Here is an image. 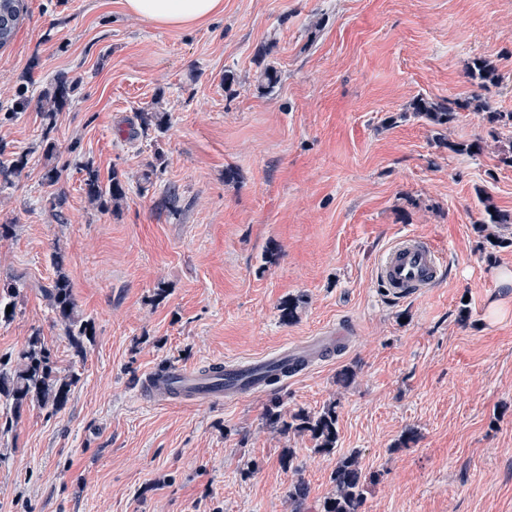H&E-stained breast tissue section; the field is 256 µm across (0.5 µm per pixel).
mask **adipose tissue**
I'll use <instances>...</instances> for the list:
<instances>
[{"label": "adipose tissue", "instance_id": "ef3b65f1", "mask_svg": "<svg viewBox=\"0 0 512 512\" xmlns=\"http://www.w3.org/2000/svg\"><path fill=\"white\" fill-rule=\"evenodd\" d=\"M127 10L157 26L183 27L218 13L223 0H124Z\"/></svg>", "mask_w": 512, "mask_h": 512}]
</instances>
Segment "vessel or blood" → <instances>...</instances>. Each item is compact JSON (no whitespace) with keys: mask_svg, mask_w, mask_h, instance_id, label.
<instances>
[{"mask_svg":"<svg viewBox=\"0 0 512 512\" xmlns=\"http://www.w3.org/2000/svg\"><path fill=\"white\" fill-rule=\"evenodd\" d=\"M443 265V255L431 243L406 235L385 250L376 277L394 295L408 297L435 287ZM345 334V329L331 327L308 341L245 364L221 363L208 372L174 368L151 376L148 384L159 396L193 404L238 399L266 389L271 377L287 380L332 356Z\"/></svg>","mask_w":512,"mask_h":512,"instance_id":"b4317fda","label":"vessel or blood"}]
</instances>
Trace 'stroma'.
I'll return each instance as SVG.
<instances>
[{"label":"stroma","mask_w":512,"mask_h":512,"mask_svg":"<svg viewBox=\"0 0 512 512\" xmlns=\"http://www.w3.org/2000/svg\"><path fill=\"white\" fill-rule=\"evenodd\" d=\"M478 58L496 81L469 77ZM61 75L77 88L48 134L41 95ZM420 97L472 107L440 126L414 116ZM480 103L512 111V0H224L184 28L124 0H26L0 49V162L27 157L0 178V281L17 283L0 357L37 332L78 380L55 412L17 417L0 398V512H321L354 452L362 512H512V288L497 279L512 223L486 214H512V127ZM474 141L480 153L457 152ZM89 162L125 177L108 209L83 190ZM408 234L446 268L397 300L374 268ZM61 273L94 326L79 346L42 293ZM336 324L345 351L262 392L187 406L142 390L158 369L244 361ZM331 403L330 454L266 417Z\"/></svg>","instance_id":"35a3bbf8"}]
</instances>
